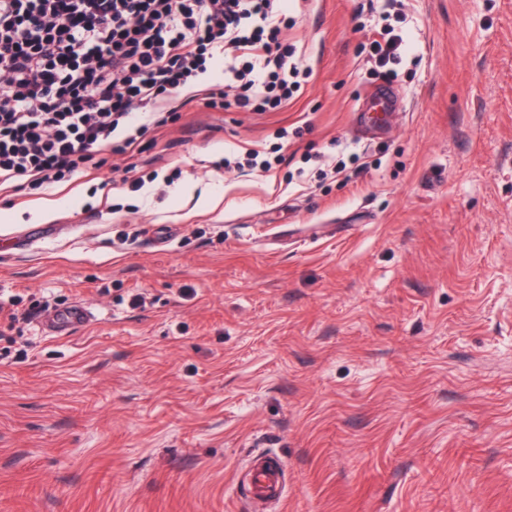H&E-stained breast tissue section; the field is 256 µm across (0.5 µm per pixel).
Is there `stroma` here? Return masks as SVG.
Listing matches in <instances>:
<instances>
[{"label":"stroma","mask_w":512,"mask_h":512,"mask_svg":"<svg viewBox=\"0 0 512 512\" xmlns=\"http://www.w3.org/2000/svg\"><path fill=\"white\" fill-rule=\"evenodd\" d=\"M402 10L420 62L397 79L358 52L370 0H309L312 74L282 109L183 89L99 171L0 194V512H248L264 448L281 512H512V0ZM383 88L386 122L357 128ZM349 146L367 172L295 179ZM276 148L266 172L214 168ZM131 166L161 179L122 188ZM77 301L89 326L42 333ZM248 494L277 512L288 494L285 465L274 451L254 455L248 468Z\"/></svg>","instance_id":"35a3bbf8"}]
</instances>
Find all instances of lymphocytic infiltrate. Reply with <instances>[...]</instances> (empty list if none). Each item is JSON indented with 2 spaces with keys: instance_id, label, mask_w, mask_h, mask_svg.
Instances as JSON below:
<instances>
[{
  "instance_id": "f902f5d3",
  "label": "lymphocytic infiltrate",
  "mask_w": 512,
  "mask_h": 512,
  "mask_svg": "<svg viewBox=\"0 0 512 512\" xmlns=\"http://www.w3.org/2000/svg\"><path fill=\"white\" fill-rule=\"evenodd\" d=\"M307 0H0V190L60 182L97 169L166 125L173 91L216 60L224 86L210 108L274 111L310 77L288 41ZM399 0L377 13L360 51L372 75L398 76L412 55L394 25Z\"/></svg>"
}]
</instances>
